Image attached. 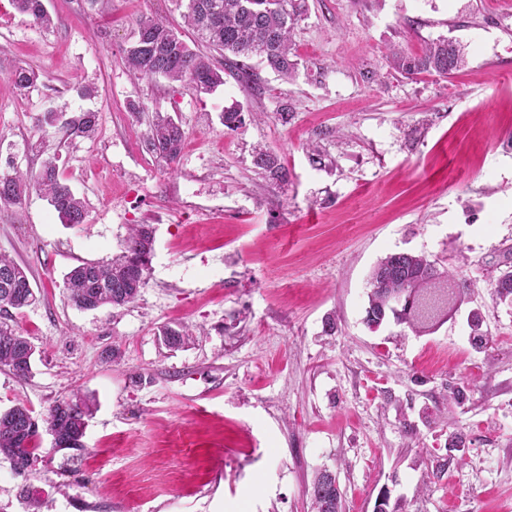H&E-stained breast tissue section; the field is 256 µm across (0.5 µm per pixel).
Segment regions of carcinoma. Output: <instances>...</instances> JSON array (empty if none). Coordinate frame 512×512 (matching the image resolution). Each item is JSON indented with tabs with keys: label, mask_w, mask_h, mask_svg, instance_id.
<instances>
[{
	"label": "carcinoma",
	"mask_w": 512,
	"mask_h": 512,
	"mask_svg": "<svg viewBox=\"0 0 512 512\" xmlns=\"http://www.w3.org/2000/svg\"><path fill=\"white\" fill-rule=\"evenodd\" d=\"M43 0H14L16 9L43 28L52 25ZM184 22L213 51L236 57L231 65L236 75L251 78L248 61L259 58L278 75L293 79L299 62L293 47L294 31L307 11L308 0H184ZM126 65L146 78L163 77L171 82L189 83L200 93H209L224 84L223 70L193 52L179 30L153 16H143L137 23L132 41L124 49ZM464 65L458 47L446 39L432 41L420 54H392V68L413 78L428 73L446 78ZM98 118L94 112H81L66 122L72 138L91 139L97 133ZM185 133L181 126L161 114L155 117L146 139L149 151L174 161L181 153ZM253 164L273 185L288 181V168L274 152L255 151ZM44 196L61 223L76 226L88 223L83 199L76 196L49 161L36 175L14 171L0 177V204L19 205L30 191ZM155 228L150 224H133L119 251L105 259L88 260L66 274V288L71 303L87 309L96 301L103 306L124 307L139 298L148 283L149 264L153 252ZM27 274L15 260L0 254V310H21L36 300L33 290L24 287ZM470 288L449 272H441L436 262L412 252H395L383 258L373 270L364 324L368 328L382 326L389 320L414 328L431 322L457 301ZM401 295L404 305L392 308L389 297ZM495 298L512 300V270L498 276L493 289ZM471 344L477 350L488 346L481 316L474 315ZM165 344L179 346L190 339L187 331L166 327L162 330ZM36 346L23 335L10 319L0 316V368L18 378L32 370ZM93 415L92 403L85 395L73 392L56 401L46 413L37 414L23 404L0 413V456L16 463L15 471L24 476L25 462L44 453L43 433L55 435L58 450L83 451L82 439ZM311 497L316 512H342L343 492L336 476L319 471L311 484Z\"/></svg>",
	"instance_id": "obj_1"
}]
</instances>
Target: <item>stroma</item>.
<instances>
[{
  "label": "stroma",
  "mask_w": 512,
  "mask_h": 512,
  "mask_svg": "<svg viewBox=\"0 0 512 512\" xmlns=\"http://www.w3.org/2000/svg\"><path fill=\"white\" fill-rule=\"evenodd\" d=\"M497 2L308 0L293 81L259 64L203 94L124 62L139 16L182 27L177 0H45L48 29L0 0V176L53 160L89 214L61 224L34 192L0 206V253L37 294L12 313L32 372L0 370V412L94 402L74 471L44 462L27 480L0 458V512H315L324 469L345 512H374L384 489L405 512H512V304L492 295L512 251V18ZM438 38L465 54L454 77L394 71L390 50ZM19 66L34 86H15ZM50 110L97 112L96 137L43 128ZM159 113L185 132L177 162L145 146ZM258 147L287 184L258 173ZM132 224L155 228L139 299L71 306L66 274ZM400 251L474 286L433 323L371 331V273ZM165 325L193 337L169 348ZM253 164L259 173L273 185H280L288 181V168L281 158L272 151L256 150Z\"/></svg>",
  "instance_id": "stroma-1"
}]
</instances>
